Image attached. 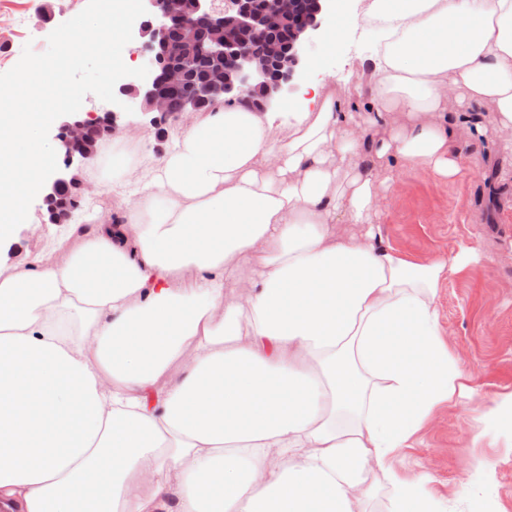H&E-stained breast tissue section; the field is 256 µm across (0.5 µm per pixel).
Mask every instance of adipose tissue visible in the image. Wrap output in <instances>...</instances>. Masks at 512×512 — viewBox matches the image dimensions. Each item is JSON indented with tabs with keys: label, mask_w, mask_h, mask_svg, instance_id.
<instances>
[{
	"label": "adipose tissue",
	"mask_w": 512,
	"mask_h": 512,
	"mask_svg": "<svg viewBox=\"0 0 512 512\" xmlns=\"http://www.w3.org/2000/svg\"><path fill=\"white\" fill-rule=\"evenodd\" d=\"M363 114L220 106L164 156L116 138L123 206L66 262L0 263V512H437L396 465L462 394L437 306L465 255L385 245L400 177L442 181L492 115L512 152V0H369ZM347 224L338 232L337 223Z\"/></svg>",
	"instance_id": "1"
}]
</instances>
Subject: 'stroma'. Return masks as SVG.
<instances>
[{
    "mask_svg": "<svg viewBox=\"0 0 512 512\" xmlns=\"http://www.w3.org/2000/svg\"><path fill=\"white\" fill-rule=\"evenodd\" d=\"M368 0H337L345 27L333 52L326 36L306 46L309 61L336 87L353 86L357 65L376 50L377 33L366 22ZM87 0H0V73L12 69L24 47L44 52L49 34L80 13ZM487 141L462 148L459 173L448 181L408 174L399 182L379 222L392 247L417 259L465 252L467 265L449 274L438 297L443 339L456 358L471 396L442 407L406 449V471H428L440 512H512V424L502 423L474 441L476 418L487 401L512 392V157L488 152ZM113 141L98 143L94 160L78 173L83 190L78 222L91 210L112 216L121 205L100 181ZM487 153L483 177L469 169L473 157ZM62 227L47 223L40 201H33L26 222L12 242L0 247V260L17 264L40 256L63 263Z\"/></svg>",
    "mask_w": 512,
    "mask_h": 512,
    "instance_id": "1",
    "label": "stroma"
}]
</instances>
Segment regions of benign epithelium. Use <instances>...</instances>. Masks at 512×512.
<instances>
[{
  "instance_id": "benign-epithelium-1",
  "label": "benign epithelium",
  "mask_w": 512,
  "mask_h": 512,
  "mask_svg": "<svg viewBox=\"0 0 512 512\" xmlns=\"http://www.w3.org/2000/svg\"><path fill=\"white\" fill-rule=\"evenodd\" d=\"M328 0L297 6L294 0H144L147 13L139 17L134 35L144 41L149 73L144 79L118 84L119 101L141 100L143 113L157 123L169 115L172 91L184 96L181 113L198 112L206 105L235 103L259 94V109L295 89L306 62L304 44L321 28ZM288 28V40L276 33ZM205 66V77L188 83L193 65ZM124 113L109 110L100 117L80 112L66 116L56 139L64 154V170L51 175L43 186L42 202L54 197L63 184H75L81 167L97 153V142L119 129ZM78 201L47 209L52 224H69Z\"/></svg>"
}]
</instances>
